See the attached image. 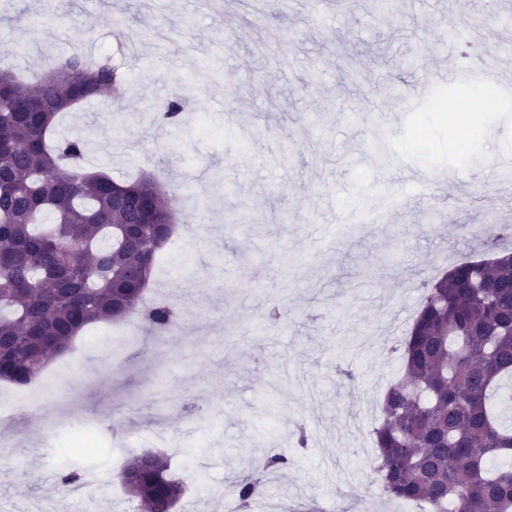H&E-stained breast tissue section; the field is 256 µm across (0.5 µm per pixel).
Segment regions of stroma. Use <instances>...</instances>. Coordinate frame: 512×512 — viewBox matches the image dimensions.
<instances>
[{"label": "stroma", "instance_id": "1", "mask_svg": "<svg viewBox=\"0 0 512 512\" xmlns=\"http://www.w3.org/2000/svg\"><path fill=\"white\" fill-rule=\"evenodd\" d=\"M0 0V67L24 81L61 56L121 64L119 100L75 107L60 128L88 144L87 169L114 180L150 172L182 201L156 289L181 312L167 343L115 342L98 323L47 366L50 414L0 451V512H127L126 492L74 499L63 469L112 478L125 444L189 458L218 489L199 512H225L236 478L284 456L250 512H354L383 500L372 471L389 349L422 285L482 256L472 229L512 227V191L476 175L512 149V112L430 111L417 64L455 63L440 29L487 36L495 70H512V0ZM368 68L352 77L350 59ZM179 120L163 119L172 99ZM448 175L434 198L409 173ZM219 183H212L211 174ZM93 423L96 455L73 456L72 412Z\"/></svg>", "mask_w": 512, "mask_h": 512}]
</instances>
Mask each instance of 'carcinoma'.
<instances>
[{
  "label": "carcinoma",
  "instance_id": "obj_1",
  "mask_svg": "<svg viewBox=\"0 0 512 512\" xmlns=\"http://www.w3.org/2000/svg\"><path fill=\"white\" fill-rule=\"evenodd\" d=\"M123 75L104 60L60 58L22 86L0 70V380L28 386L69 350L89 325L134 316L168 332L178 320L168 305L143 306L142 278L163 240L153 224H139L126 243V225L140 215L173 225L176 198L163 200L145 178L122 183L83 166L86 143L54 137L60 113L91 100L119 96ZM463 112L475 97L484 110L504 107L495 88L462 81L450 91ZM48 224L42 230L38 224ZM394 351L403 380L383 401L373 429L375 471L383 491L428 512H512V465L488 468L512 454V426L489 406L512 379V251L460 260L424 284L417 314ZM168 463L146 451L123 467L126 491L169 512L183 495ZM265 484L235 482L234 500L246 506Z\"/></svg>",
  "mask_w": 512,
  "mask_h": 512
}]
</instances>
